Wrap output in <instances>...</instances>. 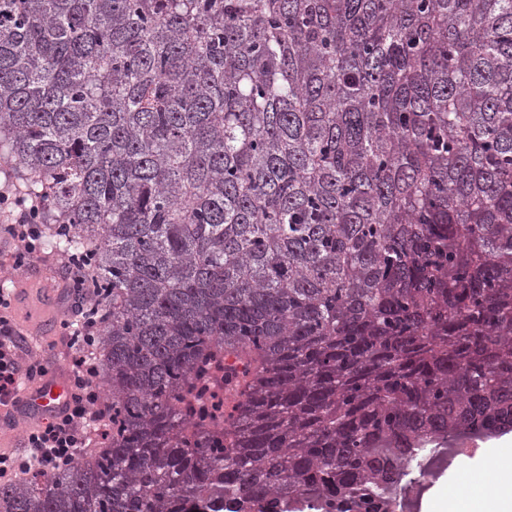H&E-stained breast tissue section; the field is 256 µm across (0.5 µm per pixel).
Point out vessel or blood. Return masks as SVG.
Returning <instances> with one entry per match:
<instances>
[{"mask_svg":"<svg viewBox=\"0 0 512 512\" xmlns=\"http://www.w3.org/2000/svg\"><path fill=\"white\" fill-rule=\"evenodd\" d=\"M67 396V387L60 380L40 385L22 383L17 390L16 404L0 406V446L14 444L17 424L29 425L54 413Z\"/></svg>","mask_w":512,"mask_h":512,"instance_id":"1","label":"vessel or blood"}]
</instances>
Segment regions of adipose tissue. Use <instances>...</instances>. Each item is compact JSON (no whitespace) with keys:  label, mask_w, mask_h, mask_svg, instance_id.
<instances>
[{"label":"adipose tissue","mask_w":512,"mask_h":512,"mask_svg":"<svg viewBox=\"0 0 512 512\" xmlns=\"http://www.w3.org/2000/svg\"><path fill=\"white\" fill-rule=\"evenodd\" d=\"M482 467L491 469L493 480L484 485L482 499H460L448 502L446 491H439L431 500L429 512L448 505L451 512H512V435L501 438L495 445L482 449L476 457Z\"/></svg>","instance_id":"1"}]
</instances>
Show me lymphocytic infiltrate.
<instances>
[{
    "instance_id": "obj_1",
    "label": "lymphocytic infiltrate",
    "mask_w": 512,
    "mask_h": 512,
    "mask_svg": "<svg viewBox=\"0 0 512 512\" xmlns=\"http://www.w3.org/2000/svg\"><path fill=\"white\" fill-rule=\"evenodd\" d=\"M46 201L14 188L12 181L0 186V212L11 218L4 231L18 242L12 255L13 269L28 267L41 258L46 230L38 221ZM18 296L14 285L0 289V401L11 398L19 380L37 383L53 376L51 366L26 362L19 356L24 328L16 318ZM106 319L104 308L85 304L72 318L64 320L69 344L74 349L66 379L70 398L64 407L45 421L33 424L26 435V451L21 455L0 453V480L11 481L23 475L45 476L68 466L79 448L85 447L87 431L107 418L100 407L101 392L96 383L98 365L92 355L100 327Z\"/></svg>"
}]
</instances>
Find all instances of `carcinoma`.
<instances>
[{"instance_id":"1","label":"carcinoma","mask_w":512,"mask_h":512,"mask_svg":"<svg viewBox=\"0 0 512 512\" xmlns=\"http://www.w3.org/2000/svg\"><path fill=\"white\" fill-rule=\"evenodd\" d=\"M0 158L112 407L0 512H396L512 431V0H0Z\"/></svg>"}]
</instances>
